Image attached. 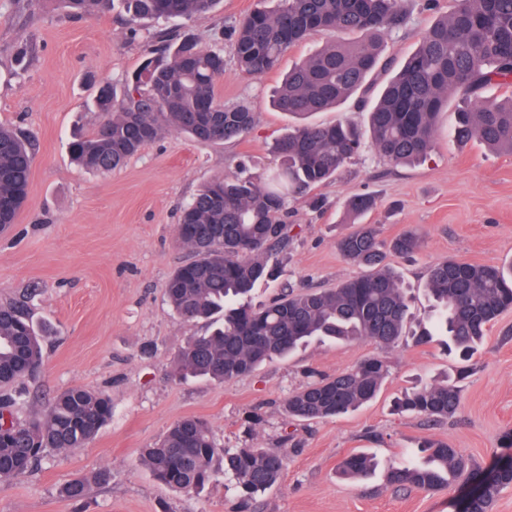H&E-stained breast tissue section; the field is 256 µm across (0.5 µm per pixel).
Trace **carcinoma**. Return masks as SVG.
Returning <instances> with one entry per match:
<instances>
[{
  "instance_id": "1",
  "label": "carcinoma",
  "mask_w": 512,
  "mask_h": 512,
  "mask_svg": "<svg viewBox=\"0 0 512 512\" xmlns=\"http://www.w3.org/2000/svg\"><path fill=\"white\" fill-rule=\"evenodd\" d=\"M74 17L94 18L112 0H60ZM131 20L190 19L210 12L218 0H124ZM258 0L255 9L232 25L228 47L237 67L260 76L277 69L307 36L334 31L338 38L288 70L274 94L275 108L299 123L274 146L279 163L265 176L237 173L203 185L183 208L178 227L198 225L204 233L182 244L194 257L174 270L166 288L172 311L188 322H207L178 352L173 374L222 383L252 373L314 340L369 341L392 347L412 338L428 344L445 337L455 365L443 380L414 387L397 409L429 421H443L460 408L459 382L470 372L484 337L504 310L512 307V262L476 264L445 259L430 267L425 294L433 308L432 329L407 332L409 290L385 263L386 252L410 255L420 247L408 231L386 243L362 218L376 207L369 193L345 205L343 219L355 228L338 242L343 259L366 268L360 276L330 290L296 289L288 284L266 303L253 301L260 282L275 281L274 255L293 240L288 200L328 185L365 149L398 166L425 160L435 146L437 118L458 98L454 138L478 142L512 155V95L486 99L488 86H512V0H456L418 38L398 71L375 98L372 77L387 70L381 37L405 24L402 0H278L273 10ZM224 53L203 49L188 35L166 33L146 51L122 90L102 87L96 95L99 122L88 135L69 143V152L92 172L116 169L166 131L202 143L232 142L253 129L255 115L245 104L217 98ZM368 113L363 130L350 123L306 121L315 112L337 109L353 96ZM32 135L0 124V199L15 201L0 216L14 224L26 203L34 164ZM45 351L28 306L0 304V482L27 477L50 451L85 447L112 416L108 397L82 386L57 393L42 415L17 416L25 392L18 388L42 370ZM389 375L388 363L366 357L346 371L323 376L291 392L282 408L288 416L315 421L340 417L376 398ZM141 463L166 487L200 493L224 463L249 507L257 495L281 479L286 460L273 448H220L202 418L174 423L161 440L142 449ZM376 458L354 453L340 472L351 480L367 477ZM467 467L457 449L426 440L419 458L385 471L398 490H437ZM474 490L463 512H490L496 496L512 486V469H473ZM90 489L70 482L66 497L79 501Z\"/></svg>"
}]
</instances>
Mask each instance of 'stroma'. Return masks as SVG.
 Here are the masks:
<instances>
[{"instance_id": "1", "label": "stroma", "mask_w": 512, "mask_h": 512, "mask_svg": "<svg viewBox=\"0 0 512 512\" xmlns=\"http://www.w3.org/2000/svg\"><path fill=\"white\" fill-rule=\"evenodd\" d=\"M257 0H219L208 14L181 21L200 46L222 48L229 27ZM452 0L427 10L424 0H403L404 27L385 39V57L402 61ZM163 20L130 21L123 0L94 19L67 14L58 0H0V124L36 135L26 205L16 224L0 232V301L27 302L43 332L46 362L26 381L19 417L45 411L55 394L73 385L104 392L112 418L83 448L51 453L34 475L0 483V512H240L233 481L217 476L201 494L179 493L156 482L139 461L178 420H207L226 448H275L286 458L272 489L249 512H458L471 483L458 479L436 491L396 490L377 473L361 483L339 478L348 455L368 451L386 462L403 460L424 439L448 443L486 468L512 432V309L502 313L462 384L458 413L431 423L396 413L392 401L447 372L451 360L438 343L404 341L379 348L367 341H314L290 357L221 384L180 380L173 361L196 327L168 306L165 283L191 252L177 238L180 209L205 183L235 172L240 162L265 173L277 165L271 147L288 126L273 104L282 70L260 77L227 62L217 84L227 104H247L255 127L245 139L201 144L169 131L122 167L88 172L74 164L69 142L91 133L98 88L122 87L140 65ZM28 43L25 59L14 48ZM437 121L435 148L424 163L392 167L373 150L319 188L320 210L304 199L288 203L296 235L278 257L280 283L329 289L361 274L342 259L336 242L349 227L343 206L370 193L377 207L367 217L381 239L417 229L420 251L388 254L412 295L410 329L428 321L423 285L429 267L453 258L473 263L512 260V156L451 138L456 99ZM369 356L390 366L379 396L339 418L289 419V393L322 374L350 369ZM109 470V483L83 501L67 498L73 479Z\"/></svg>"}]
</instances>
